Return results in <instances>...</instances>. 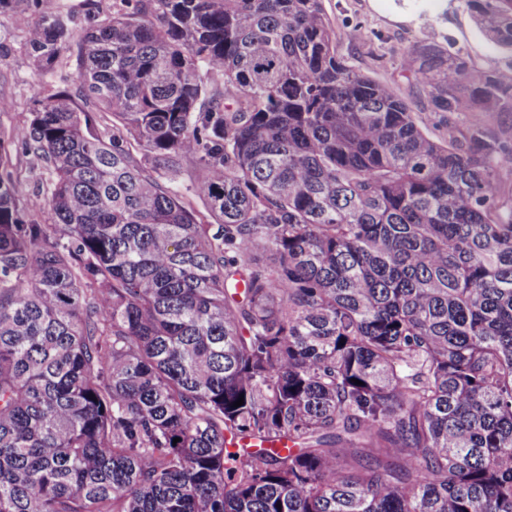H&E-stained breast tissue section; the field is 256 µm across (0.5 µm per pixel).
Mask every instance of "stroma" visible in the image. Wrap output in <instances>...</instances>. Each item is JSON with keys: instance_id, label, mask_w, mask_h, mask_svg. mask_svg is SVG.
<instances>
[{"instance_id": "obj_1", "label": "stroma", "mask_w": 512, "mask_h": 512, "mask_svg": "<svg viewBox=\"0 0 512 512\" xmlns=\"http://www.w3.org/2000/svg\"><path fill=\"white\" fill-rule=\"evenodd\" d=\"M323 6L340 36L339 55L410 103L419 124L435 140H443L448 127L408 70L405 50L411 43L439 41L479 67L512 77V59L485 38L462 0H323ZM35 19V12L24 8L0 15V94L12 102L9 111L0 112V138L26 123L33 100L43 91L42 78L24 59L26 34ZM12 162L18 191L29 204V218L50 223V211L30 176L32 156L16 150Z\"/></svg>"}]
</instances>
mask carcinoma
Returning <instances> with one entry per match:
<instances>
[{
  "mask_svg": "<svg viewBox=\"0 0 512 512\" xmlns=\"http://www.w3.org/2000/svg\"><path fill=\"white\" fill-rule=\"evenodd\" d=\"M20 6L52 223L0 144V512H512V131L451 119L512 81L413 42L436 141L323 0Z\"/></svg>",
  "mask_w": 512,
  "mask_h": 512,
  "instance_id": "1",
  "label": "carcinoma"
}]
</instances>
